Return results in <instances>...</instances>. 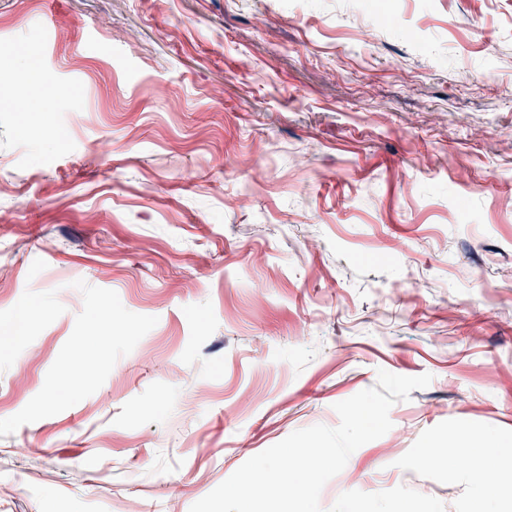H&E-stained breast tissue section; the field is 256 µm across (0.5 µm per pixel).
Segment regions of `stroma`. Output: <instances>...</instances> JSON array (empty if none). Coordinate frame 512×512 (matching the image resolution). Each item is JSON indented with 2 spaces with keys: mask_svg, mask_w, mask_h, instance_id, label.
Listing matches in <instances>:
<instances>
[{
  "mask_svg": "<svg viewBox=\"0 0 512 512\" xmlns=\"http://www.w3.org/2000/svg\"><path fill=\"white\" fill-rule=\"evenodd\" d=\"M0 65V512H189L382 369L322 512H512L420 462L512 438V0H0Z\"/></svg>",
  "mask_w": 512,
  "mask_h": 512,
  "instance_id": "stroma-1",
  "label": "stroma"
}]
</instances>
